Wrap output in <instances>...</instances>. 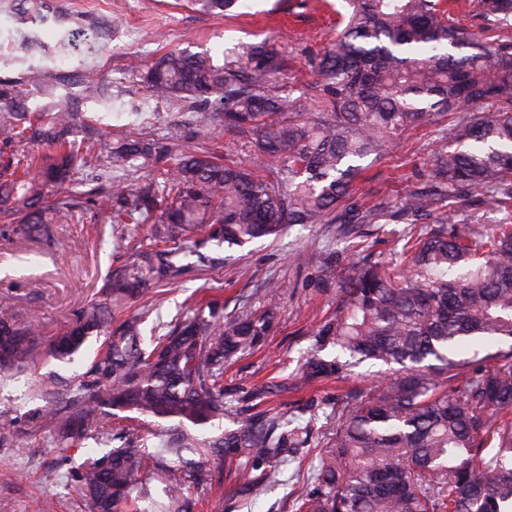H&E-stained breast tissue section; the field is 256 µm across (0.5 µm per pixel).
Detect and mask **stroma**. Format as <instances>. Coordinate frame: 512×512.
I'll use <instances>...</instances> for the list:
<instances>
[{
	"label": "stroma",
	"mask_w": 512,
	"mask_h": 512,
	"mask_svg": "<svg viewBox=\"0 0 512 512\" xmlns=\"http://www.w3.org/2000/svg\"><path fill=\"white\" fill-rule=\"evenodd\" d=\"M59 5L75 16H98L110 26L93 69L72 60L60 64L71 79L58 87L57 94L77 100L85 115L77 137L94 133L117 144L146 133L167 150L162 160L125 168L123 175L131 180L172 168L184 152L220 163L245 158L247 149L242 139L220 126L209 138H196L205 112L175 98L159 103L147 119L131 111V102L145 99L147 92L137 74L128 71L129 62H147L179 48L209 52L214 63L222 65L239 60L248 45L264 41L280 53L281 79L302 91V107L309 110L314 106L309 89L316 80L309 60L335 40L336 20L346 11L345 0H245L242 9L223 16L200 12L189 0H59ZM448 7L464 31L482 33L492 44L512 39V9L493 11L489 0H450ZM103 78L112 83L108 111L82 97L84 82ZM434 147V134L406 131L393 153L357 181L359 193L375 202L396 190L421 187L430 174ZM69 192L80 208L63 212L46 237L30 240L16 234L13 226L0 224V305L26 316L45 339L75 321L107 271L128 263L139 236L149 233L144 225L138 233L118 237L89 203L87 184L74 183ZM405 230L402 224L362 225L359 248L372 261L394 262ZM335 242V225L295 224L275 239L232 249L210 245L201 254L186 257L189 269L177 283L155 288L116 311L120 321L148 307L167 322L192 314L209 294L221 300L225 315H238L263 308L267 281L281 286L278 318L263 345L224 367L223 424L233 427L271 409L306 426L307 441L295 459L282 466L276 481L255 497L240 491L242 464L224 458L214 473L215 485L198 494L199 512H212L218 500L224 512H295L296 497L334 441L332 406L346 394L370 390L397 372V365L364 361L349 363L331 377L311 382L302 378L301 365L312 351L325 358L336 355L334 347L321 350L316 342L319 326L335 315L338 303L336 286L321 278L328 247ZM100 345L93 337L72 360L42 356L0 378V426L14 434L13 442L0 445V512H89V504L66 477L65 466L47 447L43 433L29 431L27 425L32 413L45 406L34 395L35 383L45 377L78 383ZM260 385L267 386V393L256 394Z\"/></svg>",
	"instance_id": "obj_1"
}]
</instances>
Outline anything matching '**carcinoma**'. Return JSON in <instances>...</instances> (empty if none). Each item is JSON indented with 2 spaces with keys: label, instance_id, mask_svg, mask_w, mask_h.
Returning <instances> with one entry per match:
<instances>
[{
  "label": "carcinoma",
  "instance_id": "cac0c4a2",
  "mask_svg": "<svg viewBox=\"0 0 512 512\" xmlns=\"http://www.w3.org/2000/svg\"><path fill=\"white\" fill-rule=\"evenodd\" d=\"M205 12L229 14L238 0H194ZM336 43L315 58L317 107L303 112L294 87L275 85L281 62L267 43L243 52L241 64L217 67L206 55L172 50L147 67L150 97H188L213 110L212 120L241 136L250 158L224 165L183 154L160 177L112 181L98 202L107 224H148L150 243L117 270L62 335L44 343L18 313L0 307V373L20 370L46 352L59 359L104 336L91 380L65 394L63 406L33 413L32 428L48 431L59 461L88 441L113 447L70 471L92 512H192L189 492L203 487L230 456L263 464L243 474L259 493L305 443V428L282 413H258L213 436L198 430L224 418V363L261 345L277 317L279 285L265 284L259 312L224 316L217 300L144 342L140 324L150 309L113 325L112 311L149 289L176 281L179 256L209 243L242 247L277 238L290 224H336V240L355 224H418L405 234L400 260H362L336 279V262L322 280L339 288L336 316L318 329L320 344L359 362L398 364L401 373L336 408L329 461L303 491L299 512H512V222L474 225L476 193L512 213V43L489 47L463 36L441 0H348ZM18 17L17 41L39 45L41 62L25 72L53 95L61 81L55 62L92 68L104 50L102 24L52 10L50 0H0ZM51 22L53 46L35 26ZM0 103L12 110L0 124L6 142L41 144L49 153L18 152L0 164V220L27 238L49 234L61 199L49 191L76 175L159 155L153 139L112 146L78 140L80 112L54 100L28 111L17 82L0 79ZM484 107V116L472 109ZM430 128L436 135L426 184L370 204L354 183L391 154L400 136ZM432 224L423 225V221ZM509 345L489 372L465 379L467 344ZM339 358L314 352L307 380L342 371ZM36 396L60 395L52 380ZM157 419L150 433L133 416ZM130 424L115 433L112 420ZM158 482L152 488L149 481Z\"/></svg>",
  "mask_w": 512,
  "mask_h": 512
}]
</instances>
